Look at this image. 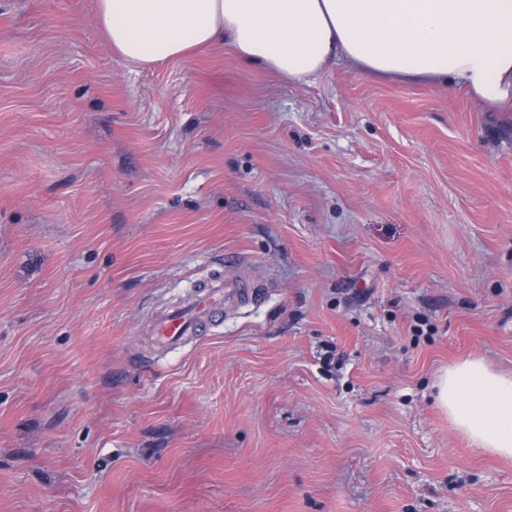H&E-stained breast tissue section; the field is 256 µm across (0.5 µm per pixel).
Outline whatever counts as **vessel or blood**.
Listing matches in <instances>:
<instances>
[{
	"mask_svg": "<svg viewBox=\"0 0 512 512\" xmlns=\"http://www.w3.org/2000/svg\"><path fill=\"white\" fill-rule=\"evenodd\" d=\"M255 289L250 281L221 270L199 280L179 305L154 314L149 333L158 349L180 346L186 337L199 336L221 324L224 307L233 302L247 303Z\"/></svg>",
	"mask_w": 512,
	"mask_h": 512,
	"instance_id": "vessel-or-blood-1",
	"label": "vessel or blood"
}]
</instances>
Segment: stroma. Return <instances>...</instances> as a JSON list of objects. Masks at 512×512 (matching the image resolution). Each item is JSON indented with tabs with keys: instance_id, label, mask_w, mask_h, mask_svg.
I'll return each mask as SVG.
<instances>
[{
	"instance_id": "stroma-1",
	"label": "stroma",
	"mask_w": 512,
	"mask_h": 512,
	"mask_svg": "<svg viewBox=\"0 0 512 512\" xmlns=\"http://www.w3.org/2000/svg\"><path fill=\"white\" fill-rule=\"evenodd\" d=\"M235 257L253 300L154 351ZM465 357L512 371L511 111L0 0V512H512L433 403Z\"/></svg>"
}]
</instances>
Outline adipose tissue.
I'll list each match as a JSON object with an SVG mask.
<instances>
[{
    "label": "adipose tissue",
    "instance_id": "obj_1",
    "mask_svg": "<svg viewBox=\"0 0 512 512\" xmlns=\"http://www.w3.org/2000/svg\"><path fill=\"white\" fill-rule=\"evenodd\" d=\"M97 18L117 57L138 66L226 45L291 79L340 59L512 107V0H97ZM436 387L472 447L512 458V374L466 358Z\"/></svg>",
    "mask_w": 512,
    "mask_h": 512
}]
</instances>
